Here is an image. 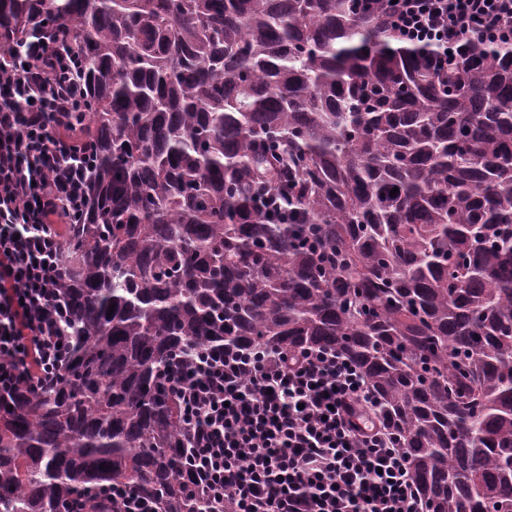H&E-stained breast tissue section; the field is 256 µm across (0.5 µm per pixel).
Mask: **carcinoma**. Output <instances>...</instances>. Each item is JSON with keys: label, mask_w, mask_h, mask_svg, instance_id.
Masks as SVG:
<instances>
[{"label": "carcinoma", "mask_w": 512, "mask_h": 512, "mask_svg": "<svg viewBox=\"0 0 512 512\" xmlns=\"http://www.w3.org/2000/svg\"><path fill=\"white\" fill-rule=\"evenodd\" d=\"M1 28L82 59L97 165L68 352L0 400V512H209L161 374L224 345L341 353L422 508L512 512V49L444 77L350 0H0ZM111 496L118 501L122 512H153L155 510L151 501L131 491H113Z\"/></svg>", "instance_id": "1"}]
</instances>
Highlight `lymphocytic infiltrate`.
<instances>
[{"instance_id": "1", "label": "lymphocytic infiltrate", "mask_w": 512, "mask_h": 512, "mask_svg": "<svg viewBox=\"0 0 512 512\" xmlns=\"http://www.w3.org/2000/svg\"><path fill=\"white\" fill-rule=\"evenodd\" d=\"M448 70L465 46L512 47V0H355ZM0 51V395L46 379L67 342L57 228L80 223L95 155L67 136L85 101L60 43L7 33ZM193 436L213 512H422L408 457L357 368L227 347L162 373Z\"/></svg>"}]
</instances>
